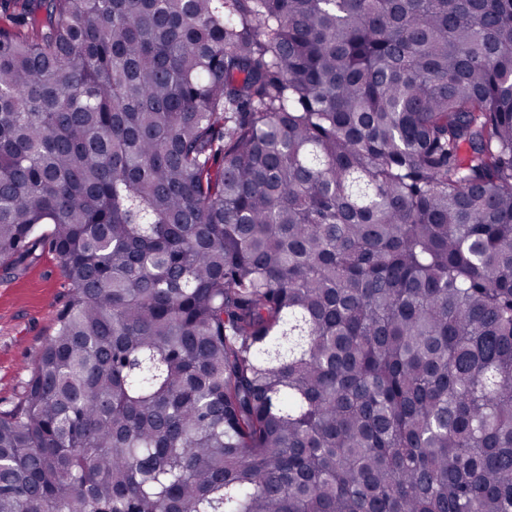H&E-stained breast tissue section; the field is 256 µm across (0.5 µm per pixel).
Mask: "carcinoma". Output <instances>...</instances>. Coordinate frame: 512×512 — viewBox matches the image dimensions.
<instances>
[{
  "label": "carcinoma",
  "instance_id": "carcinoma-1",
  "mask_svg": "<svg viewBox=\"0 0 512 512\" xmlns=\"http://www.w3.org/2000/svg\"><path fill=\"white\" fill-rule=\"evenodd\" d=\"M8 2L0 512H512V0ZM59 258L37 249L19 275L0 269V408L19 401L70 293Z\"/></svg>",
  "mask_w": 512,
  "mask_h": 512
}]
</instances>
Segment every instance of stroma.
Wrapping results in <instances>:
<instances>
[{"label": "stroma", "instance_id": "stroma-1", "mask_svg": "<svg viewBox=\"0 0 512 512\" xmlns=\"http://www.w3.org/2000/svg\"><path fill=\"white\" fill-rule=\"evenodd\" d=\"M70 293L59 258L36 250L21 274L0 272V408L12 406L56 331L57 316Z\"/></svg>", "mask_w": 512, "mask_h": 512}]
</instances>
